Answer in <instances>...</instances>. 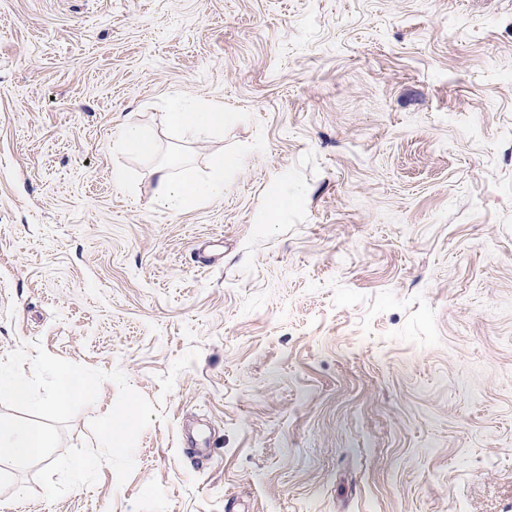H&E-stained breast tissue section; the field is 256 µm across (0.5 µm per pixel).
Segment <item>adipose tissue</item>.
Returning a JSON list of instances; mask_svg holds the SVG:
<instances>
[{
	"instance_id": "ef3b65f1",
	"label": "adipose tissue",
	"mask_w": 512,
	"mask_h": 512,
	"mask_svg": "<svg viewBox=\"0 0 512 512\" xmlns=\"http://www.w3.org/2000/svg\"><path fill=\"white\" fill-rule=\"evenodd\" d=\"M235 117V111L225 108L223 104L212 101L190 104L175 93L169 96L164 114L165 133L172 148L166 161L156 162V137L135 122L123 127L116 146L119 150L152 160L154 200L160 208L180 212L202 207L223 196L224 172L236 168L238 161L233 157L218 159L211 175L203 180L183 163L178 150L188 139L222 131Z\"/></svg>"
}]
</instances>
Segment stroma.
I'll return each instance as SVG.
<instances>
[{
  "label": "stroma",
  "mask_w": 512,
  "mask_h": 512,
  "mask_svg": "<svg viewBox=\"0 0 512 512\" xmlns=\"http://www.w3.org/2000/svg\"><path fill=\"white\" fill-rule=\"evenodd\" d=\"M174 93L242 114L177 213L115 146ZM38 344L162 416L123 482L0 463V512H512V0H0V360Z\"/></svg>",
  "instance_id": "1"
}]
</instances>
